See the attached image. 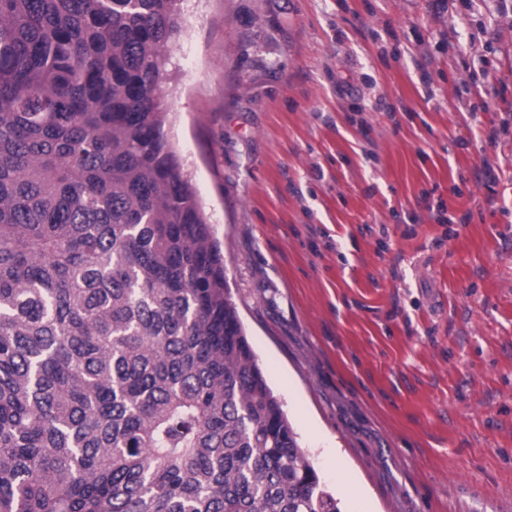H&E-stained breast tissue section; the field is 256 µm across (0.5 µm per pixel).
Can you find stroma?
<instances>
[{
    "label": "stroma",
    "mask_w": 512,
    "mask_h": 512,
    "mask_svg": "<svg viewBox=\"0 0 512 512\" xmlns=\"http://www.w3.org/2000/svg\"><path fill=\"white\" fill-rule=\"evenodd\" d=\"M166 70L232 299L342 512H512V134L482 136L512 123V0H185Z\"/></svg>",
    "instance_id": "1"
}]
</instances>
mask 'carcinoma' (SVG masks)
<instances>
[{
    "instance_id": "cac0c4a2",
    "label": "carcinoma",
    "mask_w": 512,
    "mask_h": 512,
    "mask_svg": "<svg viewBox=\"0 0 512 512\" xmlns=\"http://www.w3.org/2000/svg\"><path fill=\"white\" fill-rule=\"evenodd\" d=\"M184 0H0V512H341L165 127Z\"/></svg>"
}]
</instances>
